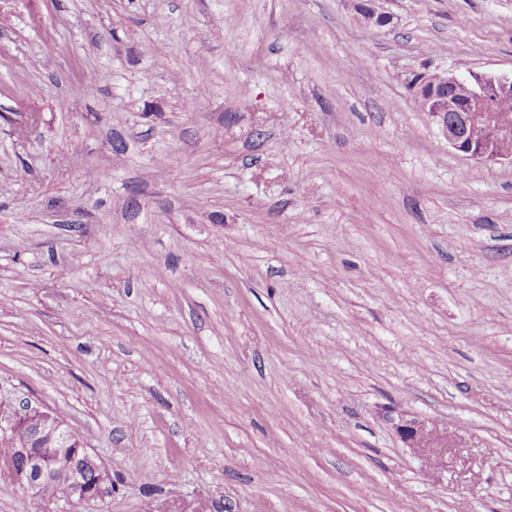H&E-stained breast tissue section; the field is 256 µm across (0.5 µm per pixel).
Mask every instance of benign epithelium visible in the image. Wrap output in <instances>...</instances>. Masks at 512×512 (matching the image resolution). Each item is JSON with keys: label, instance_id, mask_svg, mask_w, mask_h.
<instances>
[{"label": "benign epithelium", "instance_id": "7a95c632", "mask_svg": "<svg viewBox=\"0 0 512 512\" xmlns=\"http://www.w3.org/2000/svg\"><path fill=\"white\" fill-rule=\"evenodd\" d=\"M357 17L367 27L383 28L392 16L382 0H350ZM512 98V73L471 72L465 78L445 77V86L424 99L439 134L461 156L498 162L512 158L504 145L512 141V114L494 112L495 100ZM0 414V434L20 431L18 447L0 456V471L11 485L32 498L52 501H103L112 496V475L83 438L49 411L26 399ZM400 431L411 448L443 458L448 454V434L419 422H409Z\"/></svg>", "mask_w": 512, "mask_h": 512}]
</instances>
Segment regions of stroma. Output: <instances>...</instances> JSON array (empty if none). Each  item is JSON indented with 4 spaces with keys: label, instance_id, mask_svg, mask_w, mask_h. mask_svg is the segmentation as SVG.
I'll list each match as a JSON object with an SVG mask.
<instances>
[{
    "label": "stroma",
    "instance_id": "35a3bbf8",
    "mask_svg": "<svg viewBox=\"0 0 512 512\" xmlns=\"http://www.w3.org/2000/svg\"><path fill=\"white\" fill-rule=\"evenodd\" d=\"M384 7L0 0V395L110 470L68 512H512V161L410 88L512 72V0ZM382 0H351V7L367 27L383 28L392 21V16L382 6ZM400 431L411 448H418L422 452L443 458L448 454V435L433 429H427L419 422H409L402 425Z\"/></svg>",
    "mask_w": 512,
    "mask_h": 512
}]
</instances>
